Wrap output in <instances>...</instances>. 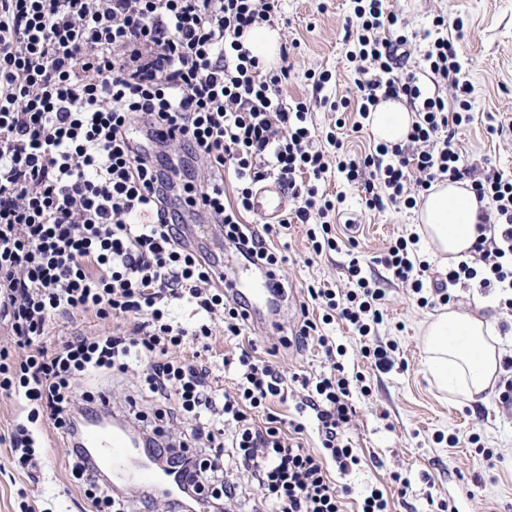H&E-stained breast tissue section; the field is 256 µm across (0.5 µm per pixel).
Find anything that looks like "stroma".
Masks as SVG:
<instances>
[{"label": "stroma", "instance_id": "stroma-1", "mask_svg": "<svg viewBox=\"0 0 512 512\" xmlns=\"http://www.w3.org/2000/svg\"><path fill=\"white\" fill-rule=\"evenodd\" d=\"M393 6L403 15L408 32L415 35L411 52L416 57L426 46L424 35L435 17L441 15L450 22L463 19L458 46L474 86L473 120L460 129L458 144L469 162L512 176V0H393ZM351 14L350 0H281L273 27L280 41L298 42L290 53L289 96H312L304 74L318 67L332 74L325 94L334 100L348 97L353 73L345 59L344 27ZM325 188L341 198L336 228L339 248L311 258L305 225L289 227L282 238L284 261L279 265L289 303L277 314V326L247 325L245 336L258 350L299 330L308 285L347 287L345 265L350 255L372 265L396 238L411 234L417 222L414 208L390 205L367 211L360 189L338 175H331ZM384 288L386 317L377 334L381 341L397 346L391 371L371 370L359 354L358 335L351 325L339 321L325 328L327 335L346 347V362L365 374L372 389L370 397L357 400L348 431L362 462L345 474L332 471V478L338 485L349 486L357 497L374 486L391 488L393 473H402L411 486L407 497H394L393 512H408L412 506L425 512L430 496L446 501L456 512H512V410L500 403L499 387H491L483 401L472 404L439 391L427 372L423 343V330L434 318V310L418 306L411 290L401 284L389 281ZM448 292L451 308L472 312L477 299H486L495 303L500 327L512 325V310L500 306L498 294L481 288L478 281L449 287ZM277 359L293 398L275 404L274 409L292 418L294 399L302 394L298 376L323 370L325 356L312 340L281 350ZM44 433L45 445L36 451L40 474L35 479L15 467L10 449L0 443V512H19L24 502L33 512H87L84 489L69 475L61 436L49 426ZM473 433L480 436V447L470 444ZM450 434L458 436L457 447L448 446ZM487 449L493 452V460L485 459Z\"/></svg>", "mask_w": 512, "mask_h": 512}]
</instances>
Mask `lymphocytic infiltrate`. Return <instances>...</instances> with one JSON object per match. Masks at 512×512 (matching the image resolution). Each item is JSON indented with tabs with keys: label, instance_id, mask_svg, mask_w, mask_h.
<instances>
[{
	"label": "lymphocytic infiltrate",
	"instance_id": "obj_1",
	"mask_svg": "<svg viewBox=\"0 0 512 512\" xmlns=\"http://www.w3.org/2000/svg\"><path fill=\"white\" fill-rule=\"evenodd\" d=\"M345 27L355 74L353 99L362 129L383 99L405 100L417 114L406 146L374 144L358 158L335 131L318 137L310 120L319 101L283 92L288 66L264 69L244 49L253 26L272 23L279 0H0V324L13 347H0V393L26 414L9 445L21 468L40 447L43 420L62 435L69 474L84 483L91 512H190L207 498L224 512L237 496L236 474L257 482L269 512H343L347 487L330 466L347 472L359 458L346 437L355 412V387L346 349L319 334L341 320L354 327L360 353L380 372L392 369L394 345L377 338L385 292L351 257L344 293L311 286L307 298L324 306L321 320L305 319L281 347L316 338L327 367L303 379L296 410L315 422L318 449L305 448V426L285 421L270 405L284 399L277 360L241 350L223 359L233 369L222 412L213 403L214 363L206 359L212 319L224 316V335L240 337L249 316L224 292V276L183 239V204L196 205L222 225L244 259L276 267L277 224L246 225L256 189L278 181L306 225L315 255L336 250V201L317 183L335 171L362 183L368 209L386 203L413 208L420 193L447 179L468 183L487 206L479 216L474 257L449 267L435 293L448 304V286L479 280L512 306V177L464 165L455 130L471 121L474 87L444 18L418 70L401 69L409 42L398 33L390 0H353ZM167 130L170 145L187 146L205 173L175 186L159 142L138 127ZM418 236L398 238L379 262L392 280L429 306V266L418 257ZM194 305L197 322L175 323L170 305ZM91 313L105 321L132 320L95 336L76 335L57 348L46 339L57 319ZM139 365V389L164 401L158 419L177 416L190 426L166 438L158 453L184 475L177 499L143 496L131 502L95 473L77 434L98 415L92 381Z\"/></svg>",
	"mask_w": 512,
	"mask_h": 512
}]
</instances>
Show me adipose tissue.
Wrapping results in <instances>:
<instances>
[{"label":"adipose tissue","mask_w":512,"mask_h":512,"mask_svg":"<svg viewBox=\"0 0 512 512\" xmlns=\"http://www.w3.org/2000/svg\"><path fill=\"white\" fill-rule=\"evenodd\" d=\"M416 115L404 102L381 100L368 122L376 142L405 145ZM482 202L464 183L443 180L424 194L415 232L440 255L442 264L466 259L478 235ZM496 316L451 309L434 317L424 332L426 364L435 385L465 401H479L501 372Z\"/></svg>","instance_id":"1"}]
</instances>
